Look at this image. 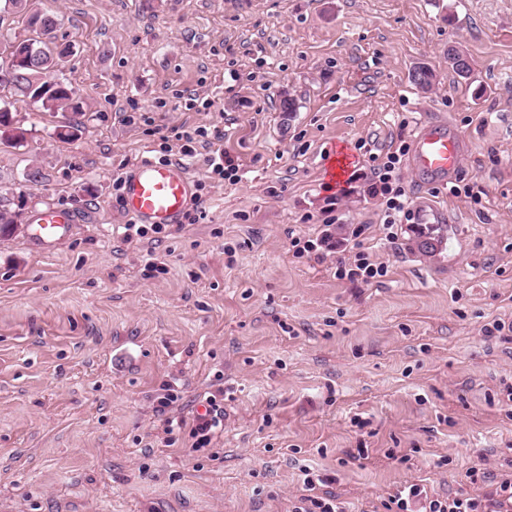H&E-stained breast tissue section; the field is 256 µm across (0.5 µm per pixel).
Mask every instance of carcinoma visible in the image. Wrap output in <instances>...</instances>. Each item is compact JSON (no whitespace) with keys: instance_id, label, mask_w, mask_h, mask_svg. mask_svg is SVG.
Returning a JSON list of instances; mask_svg holds the SVG:
<instances>
[{"instance_id":"1","label":"carcinoma","mask_w":512,"mask_h":512,"mask_svg":"<svg viewBox=\"0 0 512 512\" xmlns=\"http://www.w3.org/2000/svg\"><path fill=\"white\" fill-rule=\"evenodd\" d=\"M23 17V32L15 33L6 39L8 47L17 42L28 43L39 51L33 67L22 68L9 87L21 92L30 103L51 112H83V103L75 97V91L60 78L54 76L61 57L56 55L49 44L28 36L29 32L50 33L56 27L54 16L34 7L30 0H11ZM448 62L455 73L467 80L471 77L472 65L459 50L448 49ZM417 245L426 253H434L442 244V237L434 233V228L425 224L414 226Z\"/></svg>"}]
</instances>
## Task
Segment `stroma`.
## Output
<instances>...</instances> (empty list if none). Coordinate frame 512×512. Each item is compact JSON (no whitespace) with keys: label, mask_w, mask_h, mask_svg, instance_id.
Listing matches in <instances>:
<instances>
[{"label":"stroma","mask_w":512,"mask_h":512,"mask_svg":"<svg viewBox=\"0 0 512 512\" xmlns=\"http://www.w3.org/2000/svg\"><path fill=\"white\" fill-rule=\"evenodd\" d=\"M36 3L76 46L60 75L84 112L0 91L28 131L0 146L17 223L0 236V512H291L308 475L347 512H386L410 484L476 494L485 460L512 476V340L483 333L512 322V0ZM193 90L212 107L185 109ZM431 119L461 135L460 167L428 183L404 166L410 214L385 227L370 171ZM183 123L223 131L238 179L185 160L205 213L127 242L114 181ZM49 208L75 224L40 248ZM424 212L444 235L432 257ZM322 236L324 258L294 255ZM359 252L387 275L337 279ZM155 257L167 271L145 277ZM211 396L224 417L200 448L189 422Z\"/></svg>","instance_id":"stroma-1"}]
</instances>
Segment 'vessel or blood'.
<instances>
[{"label": "vessel or blood", "mask_w": 512, "mask_h": 512, "mask_svg": "<svg viewBox=\"0 0 512 512\" xmlns=\"http://www.w3.org/2000/svg\"><path fill=\"white\" fill-rule=\"evenodd\" d=\"M463 146L457 132L443 121L426 122L415 138L410 158L420 178L436 181L453 176L460 167ZM194 181L177 163L144 161L121 177L125 211L141 224H176L193 199ZM72 215L50 209L40 213L33 228L35 240L49 247L65 239Z\"/></svg>", "instance_id": "1"}]
</instances>
